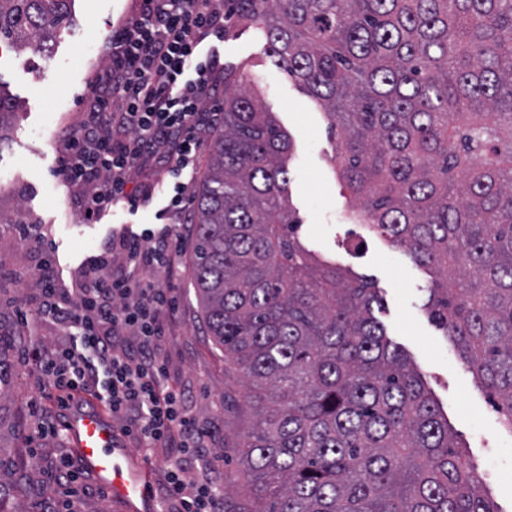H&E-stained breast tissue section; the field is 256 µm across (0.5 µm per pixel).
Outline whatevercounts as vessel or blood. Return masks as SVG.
Masks as SVG:
<instances>
[{
    "instance_id": "obj_1",
    "label": "vessel or blood",
    "mask_w": 512,
    "mask_h": 512,
    "mask_svg": "<svg viewBox=\"0 0 512 512\" xmlns=\"http://www.w3.org/2000/svg\"><path fill=\"white\" fill-rule=\"evenodd\" d=\"M61 425L72 458L124 512H160L145 463L129 456L112 414L75 404L61 410Z\"/></svg>"
}]
</instances>
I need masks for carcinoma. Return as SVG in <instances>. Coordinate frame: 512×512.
Masks as SVG:
<instances>
[{
    "mask_svg": "<svg viewBox=\"0 0 512 512\" xmlns=\"http://www.w3.org/2000/svg\"><path fill=\"white\" fill-rule=\"evenodd\" d=\"M74 0H0V42L53 51ZM324 106L352 218L443 279L424 308L512 432V0H224ZM17 105L0 85V143ZM194 206L193 287L259 412L237 512H502L386 337L372 283L300 240L293 142L224 70ZM0 333V388L8 385Z\"/></svg>",
    "mask_w": 512,
    "mask_h": 512,
    "instance_id": "cac0c4a2",
    "label": "carcinoma"
}]
</instances>
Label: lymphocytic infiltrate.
<instances>
[{
	"mask_svg": "<svg viewBox=\"0 0 512 512\" xmlns=\"http://www.w3.org/2000/svg\"><path fill=\"white\" fill-rule=\"evenodd\" d=\"M211 36L224 37V0H138L135 16L113 29L102 47L109 65L90 88L87 117L64 134L59 160L66 181L86 187L78 201L84 219L119 201L133 210L149 203L151 188H129L130 172L165 164L178 176L195 168L196 131L218 118L204 106L218 72L217 61L201 55ZM102 251L104 260L71 290L59 287L49 259L34 271V321L63 331L53 349L34 356L40 381L56 393L101 388L122 432L143 451L172 449L156 488L164 512H224V479L210 462L214 432L169 372L176 291L142 278L153 270L177 277L182 237L119 236Z\"/></svg>",
	"mask_w": 512,
	"mask_h": 512,
	"instance_id": "lymphocytic-infiltrate-1",
	"label": "lymphocytic infiltrate"
}]
</instances>
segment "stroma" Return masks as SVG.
Listing matches in <instances>:
<instances>
[{
	"instance_id": "1",
	"label": "stroma",
	"mask_w": 512,
	"mask_h": 512,
	"mask_svg": "<svg viewBox=\"0 0 512 512\" xmlns=\"http://www.w3.org/2000/svg\"><path fill=\"white\" fill-rule=\"evenodd\" d=\"M136 0H75L73 24L64 29L52 54L26 51L0 55V83L18 104L9 118L8 137L0 146V330L14 336L12 387L0 401V484L23 512H43L59 492L44 472L66 448L43 442L40 457L28 454L27 438L38 422L60 421L56 403L43 397L26 351L50 349L60 328L42 325L29 336L23 314H34L38 284L27 269L50 257L57 277L71 284L81 268L101 253L113 232L140 233L166 226L154 200L138 212L113 204L98 222L85 223L76 200L82 190L63 180L56 161L63 151L59 132L78 126L88 106L95 74L106 66L100 48L113 22L130 17ZM225 67L243 74V87L273 112L294 143L288 162V195L302 222L299 235L316 255L351 275L372 282L382 299L377 313L389 339L404 350L438 403L448 429L465 448L469 461L502 512H512V433L501 426L486 390L462 359L455 343L429 320L423 305L431 281L427 268L414 264L404 250L355 223V199L334 164L336 141L320 104L288 73L276 66L263 31L232 29L217 45ZM202 152L195 169L173 177L155 169L151 176L133 172L131 187L184 184L195 199L213 148L211 128L198 130ZM39 224L40 248L27 245L22 222ZM192 242L184 240L181 276L175 284L178 308L169 323L167 347L172 377L186 387L189 406L218 430L212 455L224 476V508L235 512L249 499L250 487L238 471V448L251 432L255 411L245 399L241 373L228 364L207 336L193 288Z\"/></svg>"
}]
</instances>
